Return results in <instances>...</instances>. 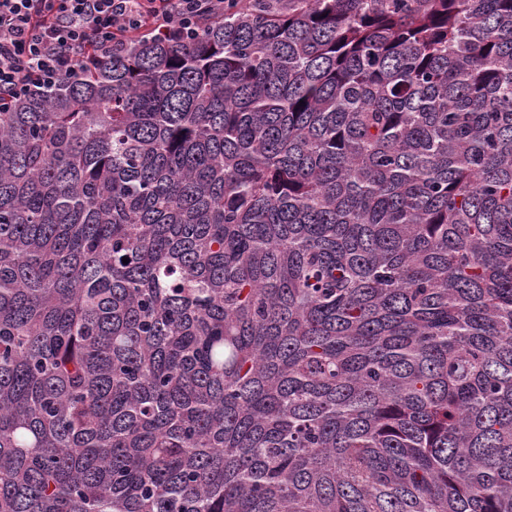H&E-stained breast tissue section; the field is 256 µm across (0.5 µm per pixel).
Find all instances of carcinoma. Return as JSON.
Wrapping results in <instances>:
<instances>
[{
    "mask_svg": "<svg viewBox=\"0 0 512 512\" xmlns=\"http://www.w3.org/2000/svg\"><path fill=\"white\" fill-rule=\"evenodd\" d=\"M0 512H512V0H235L0 112Z\"/></svg>",
    "mask_w": 512,
    "mask_h": 512,
    "instance_id": "obj_1",
    "label": "carcinoma"
}]
</instances>
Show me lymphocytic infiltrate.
I'll use <instances>...</instances> for the list:
<instances>
[{"label":"lymphocytic infiltrate","instance_id":"f902f5d3","mask_svg":"<svg viewBox=\"0 0 512 512\" xmlns=\"http://www.w3.org/2000/svg\"><path fill=\"white\" fill-rule=\"evenodd\" d=\"M223 13L224 0H0V109L131 38L187 37Z\"/></svg>","mask_w":512,"mask_h":512}]
</instances>
